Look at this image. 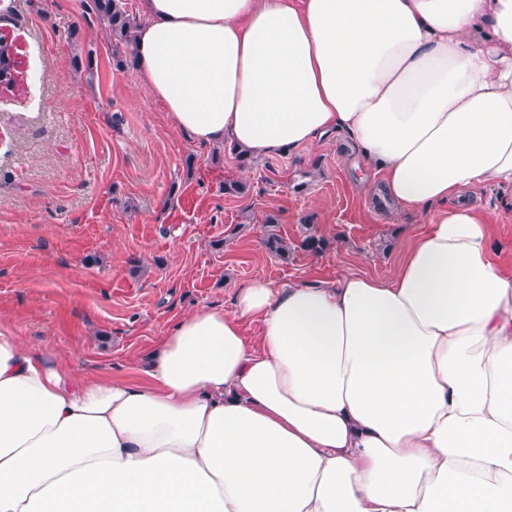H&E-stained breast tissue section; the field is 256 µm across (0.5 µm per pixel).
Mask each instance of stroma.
<instances>
[{"mask_svg":"<svg viewBox=\"0 0 512 512\" xmlns=\"http://www.w3.org/2000/svg\"><path fill=\"white\" fill-rule=\"evenodd\" d=\"M0 30L25 53L22 89L0 95V319L28 347L143 384L144 357L194 309L232 310L252 279L389 278L423 229L341 138L247 160L196 143L117 67L92 0H0ZM270 217L288 258L263 245ZM312 230L318 255L300 247Z\"/></svg>","mask_w":512,"mask_h":512,"instance_id":"obj_1","label":"stroma"}]
</instances>
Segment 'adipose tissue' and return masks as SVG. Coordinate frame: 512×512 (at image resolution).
Returning a JSON list of instances; mask_svg holds the SVG:
<instances>
[{
	"label": "adipose tissue",
	"instance_id": "adipose-tissue-1",
	"mask_svg": "<svg viewBox=\"0 0 512 512\" xmlns=\"http://www.w3.org/2000/svg\"><path fill=\"white\" fill-rule=\"evenodd\" d=\"M136 63L198 143L339 136L428 228L392 278L195 309L144 385L0 323V512H512V268L467 195L512 199V0H146Z\"/></svg>",
	"mask_w": 512,
	"mask_h": 512
}]
</instances>
